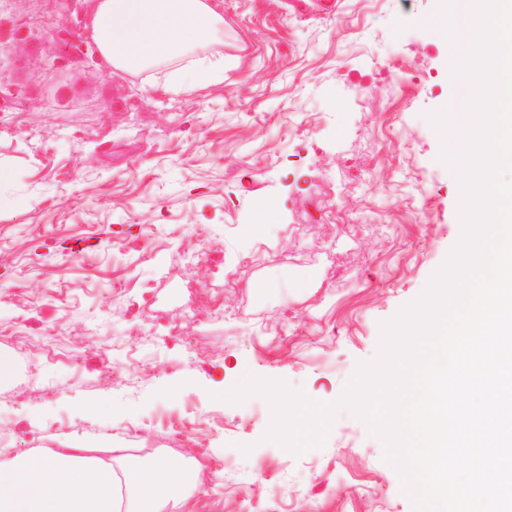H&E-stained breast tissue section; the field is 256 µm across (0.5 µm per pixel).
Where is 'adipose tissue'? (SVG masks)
<instances>
[{"mask_svg":"<svg viewBox=\"0 0 512 512\" xmlns=\"http://www.w3.org/2000/svg\"><path fill=\"white\" fill-rule=\"evenodd\" d=\"M222 23L208 0H92L87 29L108 69L167 61L166 90L189 92L224 70L221 54L190 56ZM204 476L182 457L135 463L123 449L70 437L0 458V512H191L186 489Z\"/></svg>","mask_w":512,"mask_h":512,"instance_id":"ef3b65f1","label":"adipose tissue"}]
</instances>
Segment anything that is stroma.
I'll list each match as a JSON object with an SVG mask.
<instances>
[{
  "label": "stroma",
  "instance_id": "35a3bbf8",
  "mask_svg": "<svg viewBox=\"0 0 512 512\" xmlns=\"http://www.w3.org/2000/svg\"><path fill=\"white\" fill-rule=\"evenodd\" d=\"M209 3L224 73L167 93L164 63L107 74L89 0H0V329L19 297L47 304L38 333L63 357L0 404V430L20 454L78 418L84 443L108 423L121 448L125 430L201 418L183 454L217 476L191 512H412L350 408L297 456L266 440L264 397L217 392L253 375L339 399L458 243L459 180L429 119L457 90L438 0ZM319 186L338 219L297 232ZM90 236L83 256L49 247ZM169 322L188 343L164 339ZM104 347L106 384L84 368ZM131 349L152 374L129 370Z\"/></svg>",
  "mask_w": 512,
  "mask_h": 512
}]
</instances>
